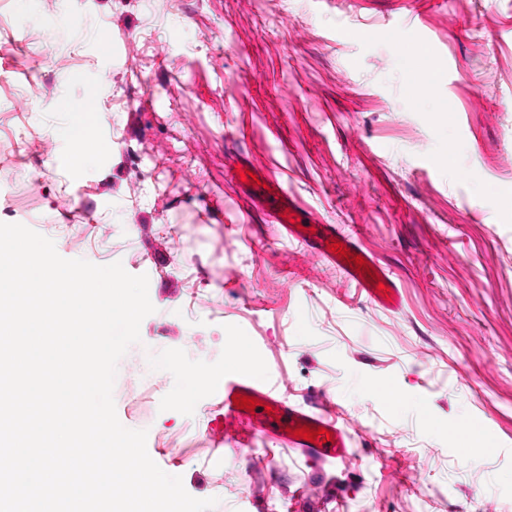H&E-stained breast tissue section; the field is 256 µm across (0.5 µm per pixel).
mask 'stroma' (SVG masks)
<instances>
[{
    "instance_id": "stroma-1",
    "label": "stroma",
    "mask_w": 512,
    "mask_h": 512,
    "mask_svg": "<svg viewBox=\"0 0 512 512\" xmlns=\"http://www.w3.org/2000/svg\"><path fill=\"white\" fill-rule=\"evenodd\" d=\"M418 48L437 63L423 102ZM90 84L80 165L60 103ZM233 162L358 233L401 308L285 237ZM0 222L148 276L117 417L214 512H512V0H0ZM240 368L324 392L352 457L216 447ZM187 373L206 378L188 394ZM383 380L396 405L367 393ZM478 419L487 445L459 458L451 431Z\"/></svg>"
}]
</instances>
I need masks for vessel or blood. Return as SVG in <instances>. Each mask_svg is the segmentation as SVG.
Instances as JSON below:
<instances>
[{
	"label": "vessel or blood",
	"instance_id": "obj_1",
	"mask_svg": "<svg viewBox=\"0 0 512 512\" xmlns=\"http://www.w3.org/2000/svg\"><path fill=\"white\" fill-rule=\"evenodd\" d=\"M237 175L243 180L252 179L256 194L273 203L272 221L279 224L289 238L298 241L313 257L336 268L346 282L354 284L374 304L389 310L399 307L400 290L392 273L378 263L355 235L322 220L275 176L260 172L252 178L244 168L238 169ZM335 243L346 249V256L332 251ZM357 256L364 258L365 267L354 265L353 259ZM239 396L256 400L255 409L238 408L234 400ZM223 398L224 412L213 429L218 442L239 443L259 433L283 447L299 451L312 461H344L352 455V436L323 394L293 402L287 400L270 375L228 371L224 374ZM306 426L314 431L326 430L329 440L308 441L297 436V429Z\"/></svg>",
	"mask_w": 512,
	"mask_h": 512
}]
</instances>
